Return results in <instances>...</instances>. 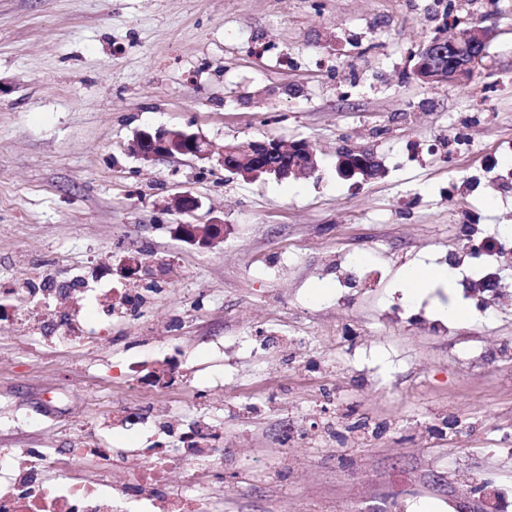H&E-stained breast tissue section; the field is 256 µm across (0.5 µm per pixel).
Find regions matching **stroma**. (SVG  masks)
<instances>
[{"label":"stroma","mask_w":512,"mask_h":512,"mask_svg":"<svg viewBox=\"0 0 512 512\" xmlns=\"http://www.w3.org/2000/svg\"><path fill=\"white\" fill-rule=\"evenodd\" d=\"M473 26L467 81L415 79L438 29ZM159 127L304 140L320 170L140 161ZM346 149L381 175L338 177ZM511 166L512 0H0V287L129 288L131 255L157 283L90 346L0 320V449L64 458L85 425L172 450L204 421L224 430L190 479L211 512H512V294L454 286L453 321L404 279L471 234L512 248ZM185 190L223 242L175 235Z\"/></svg>","instance_id":"stroma-1"}]
</instances>
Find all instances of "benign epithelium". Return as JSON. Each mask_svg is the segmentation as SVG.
<instances>
[{"label":"benign epithelium","instance_id":"benign-epithelium-1","mask_svg":"<svg viewBox=\"0 0 512 512\" xmlns=\"http://www.w3.org/2000/svg\"><path fill=\"white\" fill-rule=\"evenodd\" d=\"M488 33L480 27H471L456 39L442 33L433 37L416 54L415 74L425 83L456 84L468 79L486 54ZM137 157L150 162L159 158L189 156L200 162L217 164L233 173L245 169L252 175L266 172L278 179L295 177L301 173L309 176L316 173L318 163L315 153L307 143L297 140L283 147L276 138L253 140L245 145L236 140L218 145L205 136L173 128L144 129L136 133ZM337 174L345 179L360 177L367 181L382 173L381 162L372 153L353 158L344 153L336 165ZM178 213L194 216L201 207L198 197L189 192L175 195ZM210 231L199 234L197 225L180 221L174 228L182 241L199 247H208L224 240L223 221L208 222ZM121 272L130 279H138L145 272L142 262L135 257L120 260Z\"/></svg>","mask_w":512,"mask_h":512}]
</instances>
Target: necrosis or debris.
I'll return each mask as SVG.
<instances>
[{
	"label": "necrosis or debris",
	"instance_id": "4bbe7bcc",
	"mask_svg": "<svg viewBox=\"0 0 512 512\" xmlns=\"http://www.w3.org/2000/svg\"><path fill=\"white\" fill-rule=\"evenodd\" d=\"M41 318L53 344L83 343L98 338L94 321L74 317L56 307L44 306ZM180 458L163 448L139 451L141 469L137 480L116 479L125 469L129 455L115 448L84 445L71 449L67 458L58 459L29 448L0 450V512H123L135 505L139 512H210L207 498L197 487L172 492L169 472L177 465L190 466L205 458L215 465L224 460V435L219 428L203 424L181 438ZM99 463L102 478L88 485L80 467L86 459ZM57 473V484L45 481L48 473Z\"/></svg>",
	"mask_w": 512,
	"mask_h": 512
}]
</instances>
